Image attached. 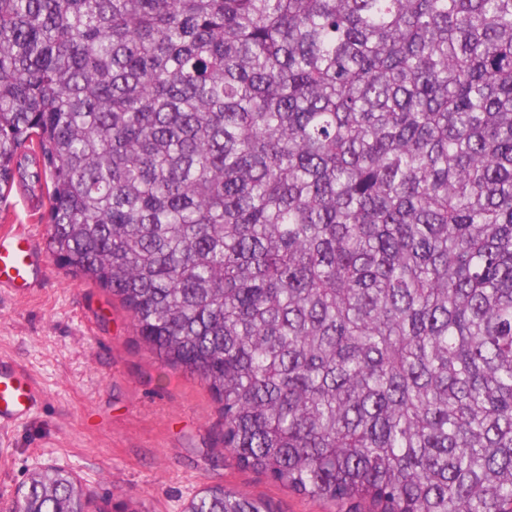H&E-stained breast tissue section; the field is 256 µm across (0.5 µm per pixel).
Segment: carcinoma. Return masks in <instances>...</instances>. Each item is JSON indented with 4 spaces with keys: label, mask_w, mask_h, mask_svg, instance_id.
I'll return each instance as SVG.
<instances>
[{
    "label": "carcinoma",
    "mask_w": 512,
    "mask_h": 512,
    "mask_svg": "<svg viewBox=\"0 0 512 512\" xmlns=\"http://www.w3.org/2000/svg\"><path fill=\"white\" fill-rule=\"evenodd\" d=\"M16 180L240 466L338 512H512V0H0ZM93 503L55 466L22 490Z\"/></svg>",
    "instance_id": "carcinoma-1"
}]
</instances>
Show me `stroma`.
I'll list each match as a JSON object with an SVG mask.
<instances>
[{"label": "stroma", "mask_w": 512, "mask_h": 512, "mask_svg": "<svg viewBox=\"0 0 512 512\" xmlns=\"http://www.w3.org/2000/svg\"><path fill=\"white\" fill-rule=\"evenodd\" d=\"M30 200L18 187L0 198V231L25 229L42 252L50 226ZM1 356L24 363L46 392L29 420L0 433L1 507L31 471L58 466L112 512H183L215 485L272 512H331L239 466L206 386L158 360L108 291L57 265L33 295L0 290Z\"/></svg>", "instance_id": "35a3bbf8"}]
</instances>
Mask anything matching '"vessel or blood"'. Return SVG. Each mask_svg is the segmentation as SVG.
<instances>
[{
	"label": "vessel or blood",
	"instance_id": "1",
	"mask_svg": "<svg viewBox=\"0 0 512 512\" xmlns=\"http://www.w3.org/2000/svg\"><path fill=\"white\" fill-rule=\"evenodd\" d=\"M48 272L45 257L34 251L27 233L0 234V288L27 293L41 286ZM43 388L20 365L0 357V430L27 420L42 403Z\"/></svg>",
	"mask_w": 512,
	"mask_h": 512
}]
</instances>
